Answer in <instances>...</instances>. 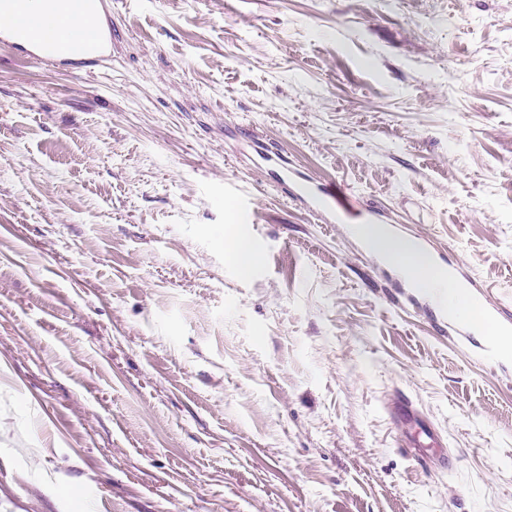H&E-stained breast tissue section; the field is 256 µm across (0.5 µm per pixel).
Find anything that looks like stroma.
<instances>
[{
  "instance_id": "stroma-1",
  "label": "stroma",
  "mask_w": 512,
  "mask_h": 512,
  "mask_svg": "<svg viewBox=\"0 0 512 512\" xmlns=\"http://www.w3.org/2000/svg\"><path fill=\"white\" fill-rule=\"evenodd\" d=\"M99 4L89 68L0 33V512H512V355L272 178L511 299L512 0ZM302 193L296 195L306 197L309 200V209L323 214L330 223L336 222V207L346 213H352L355 209L350 203L348 189L336 184H328L317 190L304 186ZM224 249L240 270L251 271L259 263L258 248L242 235L225 238Z\"/></svg>"
}]
</instances>
